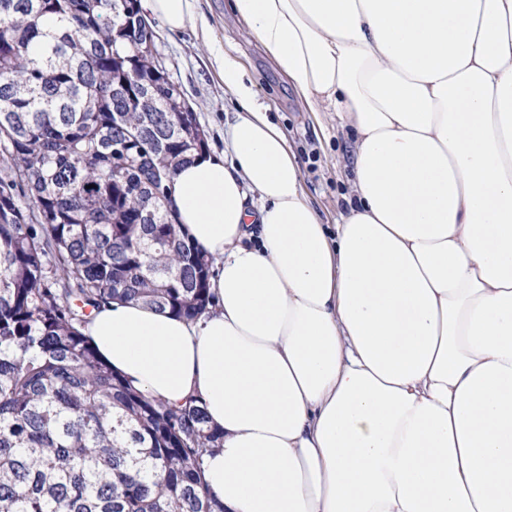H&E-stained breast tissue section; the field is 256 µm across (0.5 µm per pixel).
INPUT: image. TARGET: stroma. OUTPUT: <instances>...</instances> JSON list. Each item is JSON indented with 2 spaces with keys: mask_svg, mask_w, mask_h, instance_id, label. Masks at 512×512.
<instances>
[{
  "mask_svg": "<svg viewBox=\"0 0 512 512\" xmlns=\"http://www.w3.org/2000/svg\"><path fill=\"white\" fill-rule=\"evenodd\" d=\"M196 8L209 26V35L191 28L170 31L157 17L151 23L159 35L156 50L171 80L182 87L209 134L210 153L226 152L227 132L239 110L211 62L213 51L221 49L241 62L258 102L268 107L272 121L286 133L309 203L324 223H335L342 195L350 189L351 172L344 166L352 141L348 131L337 129L334 114L317 117L309 111L260 43L229 10L227 0H196Z\"/></svg>",
  "mask_w": 512,
  "mask_h": 512,
  "instance_id": "1",
  "label": "stroma"
}]
</instances>
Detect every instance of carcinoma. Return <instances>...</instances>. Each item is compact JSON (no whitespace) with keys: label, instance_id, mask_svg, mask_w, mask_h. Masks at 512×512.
<instances>
[{"label":"carcinoma","instance_id":"1","mask_svg":"<svg viewBox=\"0 0 512 512\" xmlns=\"http://www.w3.org/2000/svg\"><path fill=\"white\" fill-rule=\"evenodd\" d=\"M142 17L0 0V512H224L204 407L135 389L84 333L114 301L196 321L214 298L161 203L208 135Z\"/></svg>","mask_w":512,"mask_h":512}]
</instances>
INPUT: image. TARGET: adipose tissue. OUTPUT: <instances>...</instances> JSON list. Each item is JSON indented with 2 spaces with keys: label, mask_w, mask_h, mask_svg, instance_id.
<instances>
[{
  "label": "adipose tissue",
  "mask_w": 512,
  "mask_h": 512,
  "mask_svg": "<svg viewBox=\"0 0 512 512\" xmlns=\"http://www.w3.org/2000/svg\"><path fill=\"white\" fill-rule=\"evenodd\" d=\"M230 7L310 111L354 129L345 211L322 224L217 54L233 159L168 187L219 261L216 309L115 303L86 335L135 388L203 404L224 512H512V0Z\"/></svg>",
  "instance_id": "adipose-tissue-1"
}]
</instances>
